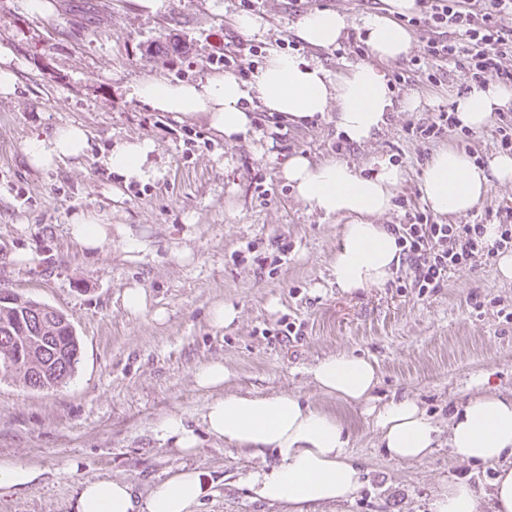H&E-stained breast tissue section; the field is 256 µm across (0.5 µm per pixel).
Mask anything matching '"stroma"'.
I'll return each instance as SVG.
<instances>
[{
	"instance_id": "stroma-1",
	"label": "stroma",
	"mask_w": 512,
	"mask_h": 512,
	"mask_svg": "<svg viewBox=\"0 0 512 512\" xmlns=\"http://www.w3.org/2000/svg\"><path fill=\"white\" fill-rule=\"evenodd\" d=\"M49 2L40 14L28 0H0V44L12 51L17 76L14 92L0 93V290L63 312L80 356L73 377L48 391L0 382V458L41 472L31 488L1 492L0 512H71L80 481L93 475L146 494L184 467L201 472L207 486L195 512H289L248 486L266 457L205 432L196 455L184 457L157 436L158 420L171 411L200 427L209 394L193 373L213 359L230 373L225 391L294 393L345 426L363 485L352 500L307 512H432L440 487L456 481L481 487L479 512H493V466L453 458L446 430L471 398L512 395V280L493 264L463 267L422 295L404 262L384 286L344 293L331 274L344 218L298 200L281 176L297 154L363 174L390 160L403 180L397 205L377 221L404 223L405 204L423 202V172L437 151L486 161L498 154L492 122L434 142L411 133L464 93L461 68L449 66L436 86L414 75L363 143L344 142L330 111L304 124L250 129L231 145L204 120L178 121L130 98L131 87L148 76L195 82L216 73L208 57L218 39L280 47L298 20L288 0H266L263 28L252 36L233 24L239 0H159L153 11L137 0H93L96 22L86 28L78 0ZM411 97L419 105L410 112ZM68 123L87 129V155L54 169L30 165L27 141ZM189 130L201 145L185 148ZM134 139L154 143L156 175L125 183L107 157ZM85 212L112 227L93 253L67 233ZM281 240L290 246L283 259ZM23 254L31 263H19ZM134 283L148 294V311L137 317L122 304ZM218 300L239 311L219 330L207 320ZM157 310L164 320L154 319ZM288 323L299 335L281 336ZM337 353L376 360L373 405L407 396L432 418L441 435L428 460H392L364 406L316 388L309 368Z\"/></svg>"
}]
</instances>
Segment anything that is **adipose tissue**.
Listing matches in <instances>:
<instances>
[{"mask_svg":"<svg viewBox=\"0 0 512 512\" xmlns=\"http://www.w3.org/2000/svg\"><path fill=\"white\" fill-rule=\"evenodd\" d=\"M414 8L415 0H385L383 13L367 16L363 26L372 59L338 81L321 65L274 49L250 88L224 73L194 83L148 77L133 85L131 95L176 119L204 118L231 144L251 127V100L294 123L333 108L345 137L362 143L393 108L392 90L380 65L408 53L412 37L398 18ZM346 26L344 14L316 8L293 30L302 42L327 50L337 44ZM511 102L512 89L495 83L476 85L457 98L455 113L460 125L478 129ZM87 148V130L68 124L49 137L29 141L25 153L33 167L48 169L85 155ZM154 150L147 139L125 141L114 146L108 164L124 179L144 181L154 172ZM282 173L300 200L345 220L332 263L337 287L351 293L384 284L401 262V249L395 235L375 218L393 207L403 179L399 165L382 160L376 170L361 175L340 161L313 163L296 155L285 162ZM494 178L512 181V156L502 154L484 165L464 152L443 149L424 172L422 199L436 214L462 216L483 200ZM377 371L374 362L345 353L324 357L310 369L322 393L351 403L369 402ZM228 376L220 360L197 366L196 384L210 393L202 422L209 435L241 450L272 454V463L250 478L256 498L294 510L352 499L362 485V471L340 421L292 393L225 392ZM368 413L390 458L420 462L433 453L439 428L413 399L370 405ZM448 447L458 460L496 466L494 512H512V398L490 394L470 399L452 418ZM205 489L200 472L192 469L172 474L145 497L129 482L93 477L81 481L73 512H193ZM481 495L465 481L447 484L437 494L433 512H478Z\"/></svg>","mask_w":512,"mask_h":512,"instance_id":"1","label":"adipose tissue"}]
</instances>
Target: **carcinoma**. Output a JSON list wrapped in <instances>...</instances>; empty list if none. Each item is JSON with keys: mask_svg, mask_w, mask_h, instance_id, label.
Here are the masks:
<instances>
[{"mask_svg": "<svg viewBox=\"0 0 512 512\" xmlns=\"http://www.w3.org/2000/svg\"><path fill=\"white\" fill-rule=\"evenodd\" d=\"M38 307L47 313L33 325ZM79 351V337L61 311L15 294L12 302H0V381L31 390L54 388L72 377Z\"/></svg>", "mask_w": 512, "mask_h": 512, "instance_id": "obj_1", "label": "carcinoma"}]
</instances>
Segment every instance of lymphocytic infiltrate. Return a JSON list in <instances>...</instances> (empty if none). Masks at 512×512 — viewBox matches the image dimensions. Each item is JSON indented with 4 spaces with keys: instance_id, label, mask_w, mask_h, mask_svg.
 Segmentation results:
<instances>
[{
    "instance_id": "lymphocytic-infiltrate-1",
    "label": "lymphocytic infiltrate",
    "mask_w": 512,
    "mask_h": 512,
    "mask_svg": "<svg viewBox=\"0 0 512 512\" xmlns=\"http://www.w3.org/2000/svg\"><path fill=\"white\" fill-rule=\"evenodd\" d=\"M407 26L427 31L422 64L427 82L440 83L443 67L461 65L469 83L496 73L512 84V0H419V12ZM407 221L393 225L419 294L438 288L450 270L490 264L512 250V212L486 210L477 224H438L425 210L413 207ZM494 223L496 236L487 238Z\"/></svg>"
}]
</instances>
